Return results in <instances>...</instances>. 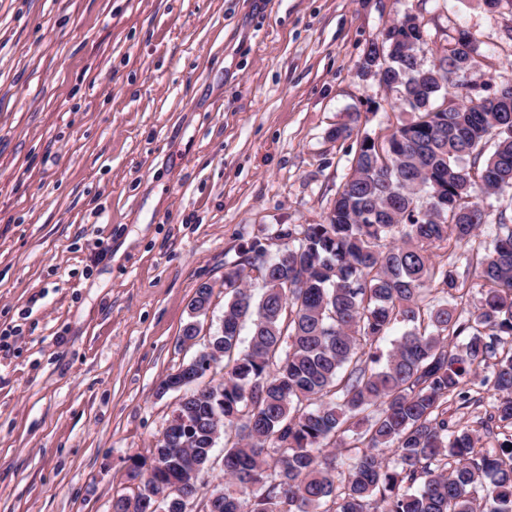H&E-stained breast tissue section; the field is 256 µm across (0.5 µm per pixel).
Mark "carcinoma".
Here are the masks:
<instances>
[{"label":"carcinoma","instance_id":"cac0c4a2","mask_svg":"<svg viewBox=\"0 0 512 512\" xmlns=\"http://www.w3.org/2000/svg\"><path fill=\"white\" fill-rule=\"evenodd\" d=\"M400 32L385 29L361 66L385 69L412 118L382 155L360 138L323 223L278 225L286 246L274 256L264 238L241 249L224 272L230 370L208 392L189 390L183 422L130 458L135 491L112 512H157L166 491L197 498L189 471L209 465L221 438L224 498L206 512H368L371 500L374 512H512V446L483 448L448 421V395L468 401L464 377L493 359L489 419L512 427V351L499 352L512 338V215L500 212L474 265L482 297L469 316L464 282L431 262L433 249L477 236L485 198L512 192V91L495 103L457 81L462 64H478L467 31L429 68L416 49L392 47ZM433 282L446 297L427 307Z\"/></svg>","mask_w":512,"mask_h":512}]
</instances>
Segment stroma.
<instances>
[{"instance_id": "obj_1", "label": "stroma", "mask_w": 512, "mask_h": 512, "mask_svg": "<svg viewBox=\"0 0 512 512\" xmlns=\"http://www.w3.org/2000/svg\"><path fill=\"white\" fill-rule=\"evenodd\" d=\"M430 66L459 30L512 84V0H0V512H111L180 394L160 381L224 318V271L280 224H319L349 176L350 114L384 138L407 115L360 64L406 14ZM472 265L512 198L489 197ZM212 287L195 345L180 342ZM448 418L496 448L494 392Z\"/></svg>"}]
</instances>
